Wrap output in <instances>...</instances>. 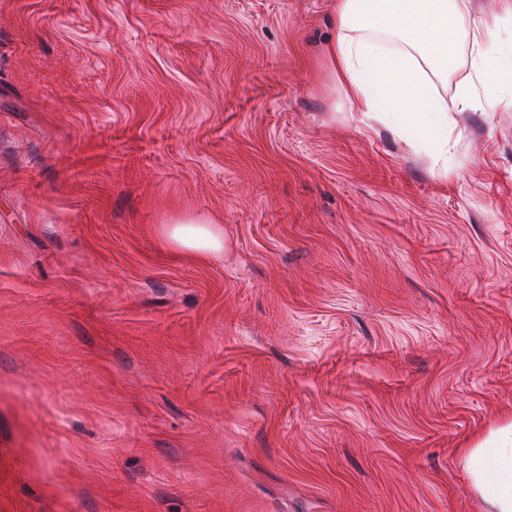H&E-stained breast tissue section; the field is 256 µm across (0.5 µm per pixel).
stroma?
<instances>
[{
    "mask_svg": "<svg viewBox=\"0 0 512 512\" xmlns=\"http://www.w3.org/2000/svg\"><path fill=\"white\" fill-rule=\"evenodd\" d=\"M331 0H0V512H487L512 82L448 167L355 112ZM205 218L202 260L164 225Z\"/></svg>",
    "mask_w": 512,
    "mask_h": 512,
    "instance_id": "1",
    "label": "stroma"
}]
</instances>
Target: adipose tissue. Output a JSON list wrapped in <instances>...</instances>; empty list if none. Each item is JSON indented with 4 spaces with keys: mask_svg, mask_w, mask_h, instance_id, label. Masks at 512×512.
<instances>
[{
    "mask_svg": "<svg viewBox=\"0 0 512 512\" xmlns=\"http://www.w3.org/2000/svg\"><path fill=\"white\" fill-rule=\"evenodd\" d=\"M333 13L337 36L328 54L355 111L434 161L448 159L451 111L474 105L466 86L450 104L436 94V81L457 66L460 46L469 45L479 79L512 75V54L500 55L465 0H333ZM162 233L201 257L224 251L223 230L204 219L168 224ZM468 461L490 512H512V425L470 449Z\"/></svg>",
    "mask_w": 512,
    "mask_h": 512,
    "instance_id": "ef3b65f1",
    "label": "adipose tissue"
}]
</instances>
